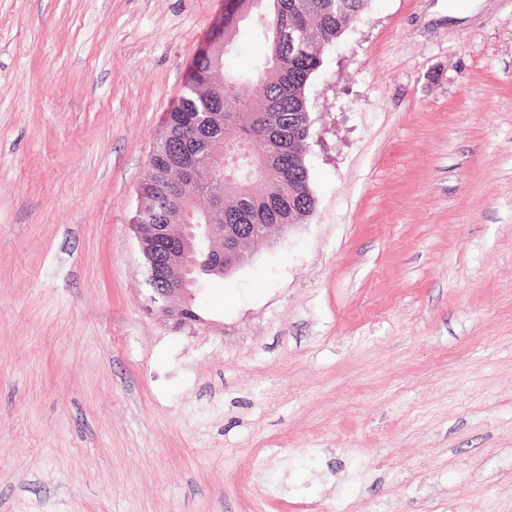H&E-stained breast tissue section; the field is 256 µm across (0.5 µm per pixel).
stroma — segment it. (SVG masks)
Wrapping results in <instances>:
<instances>
[{
	"mask_svg": "<svg viewBox=\"0 0 512 512\" xmlns=\"http://www.w3.org/2000/svg\"><path fill=\"white\" fill-rule=\"evenodd\" d=\"M225 3L0 0V512H512V0H368L177 328L130 225Z\"/></svg>",
	"mask_w": 512,
	"mask_h": 512,
	"instance_id": "stroma-1",
	"label": "stroma"
}]
</instances>
